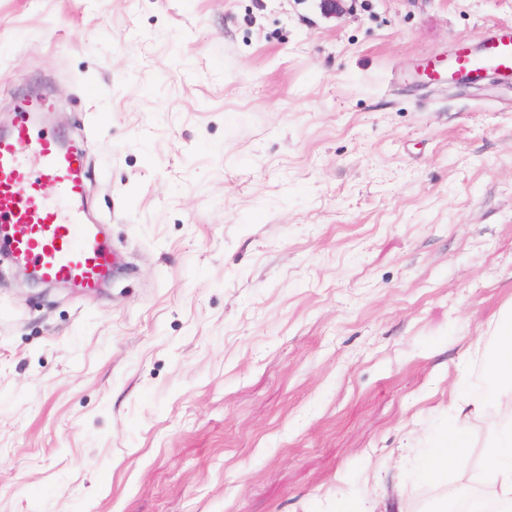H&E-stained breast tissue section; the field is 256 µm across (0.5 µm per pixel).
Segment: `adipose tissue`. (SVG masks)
Returning <instances> with one entry per match:
<instances>
[{"mask_svg": "<svg viewBox=\"0 0 512 512\" xmlns=\"http://www.w3.org/2000/svg\"><path fill=\"white\" fill-rule=\"evenodd\" d=\"M497 350L492 360V386L486 398L460 395L456 411L460 420L483 414L492 420L512 422V315L493 324ZM488 463L479 481L487 485L498 512H512V426L495 432L486 450Z\"/></svg>", "mask_w": 512, "mask_h": 512, "instance_id": "1", "label": "adipose tissue"}]
</instances>
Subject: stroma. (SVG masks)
Here are the masks:
<instances>
[{"label": "stroma", "instance_id": "stroma-1", "mask_svg": "<svg viewBox=\"0 0 512 512\" xmlns=\"http://www.w3.org/2000/svg\"><path fill=\"white\" fill-rule=\"evenodd\" d=\"M512 0H0V123L88 144L102 290L0 253V512H428L512 310ZM468 83L482 82L488 76L512 82V24H499L483 34L476 44L463 42L448 55L446 67L441 70L436 62L427 64L424 75ZM466 447L461 430L451 431L440 448H435L434 457L447 469L448 461L458 463L466 457Z\"/></svg>", "mask_w": 512, "mask_h": 512}]
</instances>
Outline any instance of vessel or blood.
Returning <instances> with one entry per match:
<instances>
[{"label": "vessel or blood", "mask_w": 512, "mask_h": 512, "mask_svg": "<svg viewBox=\"0 0 512 512\" xmlns=\"http://www.w3.org/2000/svg\"><path fill=\"white\" fill-rule=\"evenodd\" d=\"M429 78L479 83L488 76L512 82V24H499L477 43L463 42L445 64L427 65ZM48 100L27 96L11 126L0 131V226L15 260L46 285L69 283L95 293L110 272L113 253L90 220L84 139L36 132Z\"/></svg>", "instance_id": "1"}]
</instances>
